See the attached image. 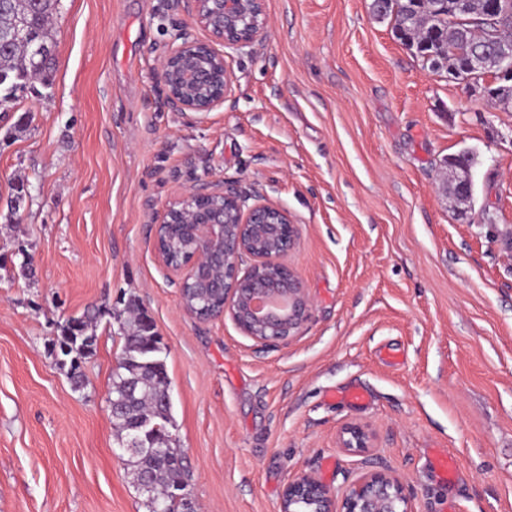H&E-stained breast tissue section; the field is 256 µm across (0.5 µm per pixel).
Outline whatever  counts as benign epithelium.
I'll return each mask as SVG.
<instances>
[{
  "label": "benign epithelium",
  "instance_id": "7a95c632",
  "mask_svg": "<svg viewBox=\"0 0 512 512\" xmlns=\"http://www.w3.org/2000/svg\"><path fill=\"white\" fill-rule=\"evenodd\" d=\"M173 7L207 30L213 41L233 50L254 46L267 23L264 0H173ZM469 68L511 82L512 43L474 53ZM160 70L166 104L176 112H209L223 105L235 82L225 52L183 29L161 57ZM472 186L470 166L448 168L444 190L452 199L468 200ZM169 224L185 226L195 248L188 260L175 265L162 252L156 235L154 249L160 262L183 274L184 283L192 279L200 288L222 289L220 316L229 317L243 335L261 344L286 343L308 320L311 300L295 270L283 260L297 236L286 209L264 201L246 210L237 192L222 185L194 189L166 205L156 228ZM244 255L252 259L245 271L240 269ZM370 441L365 426L351 423L340 436V447L362 450ZM281 512H333L330 491L316 476L298 475L284 488ZM343 512L414 510L396 476L369 472L345 494Z\"/></svg>",
  "mask_w": 512,
  "mask_h": 512
}]
</instances>
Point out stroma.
<instances>
[{
	"label": "stroma",
	"mask_w": 512,
	"mask_h": 512,
	"mask_svg": "<svg viewBox=\"0 0 512 512\" xmlns=\"http://www.w3.org/2000/svg\"><path fill=\"white\" fill-rule=\"evenodd\" d=\"M369 3L266 0L231 97L196 114L166 106L159 61L174 29L210 35L172 0H60L50 83L0 106V512H148L107 403L120 335L98 322L78 389L50 352L68 318L128 302L164 347L196 512H280L303 472L341 512L371 470L414 512H512V109L424 68ZM465 148L464 210L441 181ZM224 182L298 226L312 308L288 343L186 314L154 251L158 211ZM350 422L369 449L341 448Z\"/></svg>",
	"instance_id": "obj_1"
}]
</instances>
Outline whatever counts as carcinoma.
I'll return each instance as SVG.
<instances>
[{
	"label": "carcinoma",
	"mask_w": 512,
	"mask_h": 512,
	"mask_svg": "<svg viewBox=\"0 0 512 512\" xmlns=\"http://www.w3.org/2000/svg\"><path fill=\"white\" fill-rule=\"evenodd\" d=\"M59 0H43L34 6L30 0H0V103L15 99L17 90L33 79L48 83L53 69L54 55L39 57L35 45L55 46V31L50 20L57 10ZM461 0H392L387 6L381 0H372L373 15L393 21L394 33L407 38L405 45L416 57L427 51L435 57L424 63L435 71H446L448 77L462 80L467 56L474 51L491 47L492 33L512 42V0H501L495 21L488 18V0H466V9L459 8ZM25 27L29 38L11 39L19 27ZM162 245L175 259L181 261L190 251L188 241L169 234L162 238ZM107 314L118 325L123 347L116 366L112 370L109 398L110 412L119 440L127 441L141 435V424L148 421L156 429L148 434L153 447L165 451L167 459L157 455L128 457L135 487L146 496L149 512H154V502L169 506V512H180L171 493L185 491L188 474L184 456L177 443L169 435L168 425L172 417L170 382L160 337L154 324L146 321V315L135 304L125 308H111L103 313L96 311L77 318L78 326H61L53 346L61 365H69L70 380L77 386L82 383V370L75 358L85 359L89 353L84 347H96L97 336L89 331L93 323Z\"/></svg>",
	"instance_id": "obj_1"
}]
</instances>
